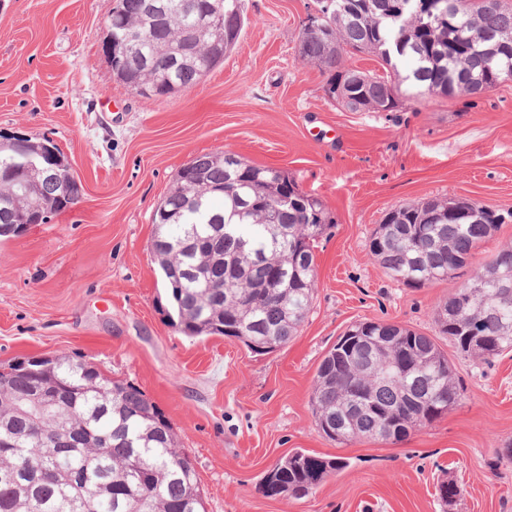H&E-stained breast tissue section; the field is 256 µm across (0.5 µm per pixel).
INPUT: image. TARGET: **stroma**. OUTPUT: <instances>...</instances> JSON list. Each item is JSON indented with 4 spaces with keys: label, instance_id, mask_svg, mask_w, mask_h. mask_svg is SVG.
<instances>
[{
    "label": "stroma",
    "instance_id": "obj_1",
    "mask_svg": "<svg viewBox=\"0 0 512 512\" xmlns=\"http://www.w3.org/2000/svg\"><path fill=\"white\" fill-rule=\"evenodd\" d=\"M115 0H0V130L52 138L83 185L80 203L0 241V363L80 355L132 383L192 458L205 512H512V352L453 355L458 404L403 442L339 444L310 397L325 353L356 321L436 335L435 305L467 281H393L369 252L386 213L467 197L512 209V80L477 99L427 93L394 112L329 101L325 74L298 59L313 0H244L221 66L172 97L118 82L101 51ZM230 148L285 171L332 223L316 243L312 308L297 336L255 355L224 336L190 338L167 319L149 244L152 213L177 171ZM297 450L344 461L302 498L259 483Z\"/></svg>",
    "mask_w": 512,
    "mask_h": 512
}]
</instances>
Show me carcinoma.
<instances>
[{
  "instance_id": "carcinoma-1",
  "label": "carcinoma",
  "mask_w": 512,
  "mask_h": 512,
  "mask_svg": "<svg viewBox=\"0 0 512 512\" xmlns=\"http://www.w3.org/2000/svg\"><path fill=\"white\" fill-rule=\"evenodd\" d=\"M151 17L148 0H117L112 30L122 38L139 32L127 67L132 90L170 97L199 83L224 61L243 29L242 0H160ZM418 0H315L321 28H303L298 57L327 74L324 95L348 85L351 53H373L385 74H365L354 89L366 105H382L390 91L409 96L425 89L453 98L480 95L512 72V0H452V22L420 13ZM203 14L210 33L191 45L193 60L157 84L146 62L160 49L187 40L189 17ZM61 183L37 178L27 192L0 179V237L15 215L45 207L55 217ZM298 191L283 171L252 165L220 149L183 166L155 210L150 251L168 294L170 324L190 337L234 338L252 353H272L297 335L315 292L314 243L331 224L319 201L322 224L303 222L300 211L279 204L285 189ZM457 199H429L399 206L398 219L373 230L369 251L388 276L409 288L445 281L467 265L474 251L512 210L493 222L456 224L445 212ZM439 336L464 356L488 362L512 351V246L481 263L471 278L433 310ZM387 337L365 334L353 346L341 335L320 362L310 405L319 429L344 444L373 439L391 443L430 424L461 399L454 365L438 343L415 328L380 323ZM62 388L61 414L70 420L73 447L56 434V414L34 421L36 389ZM342 468L336 459L297 451L277 463L260 483L267 497L301 498ZM443 505L456 502L458 486H437ZM205 512L197 472L178 448L162 410L131 383L61 355L35 373L9 364L0 369V512Z\"/></svg>"
}]
</instances>
